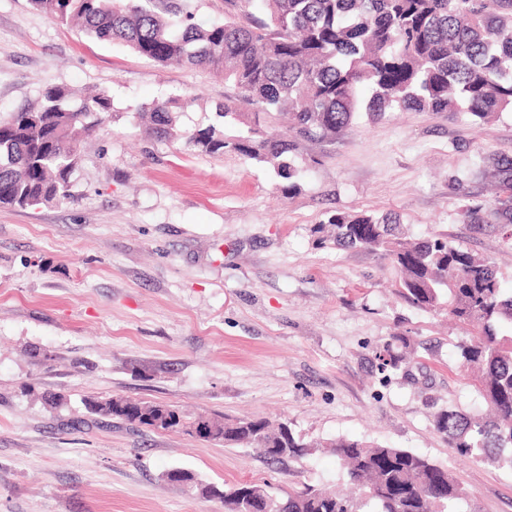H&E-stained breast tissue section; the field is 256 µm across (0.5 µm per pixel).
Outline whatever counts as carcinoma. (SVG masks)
<instances>
[{
	"label": "carcinoma",
	"instance_id": "1",
	"mask_svg": "<svg viewBox=\"0 0 512 512\" xmlns=\"http://www.w3.org/2000/svg\"><path fill=\"white\" fill-rule=\"evenodd\" d=\"M52 20L77 23L90 37L120 42L159 65L221 72L254 106L249 135L233 143L243 157L273 168L296 187L288 134L265 130L273 115L288 112L297 136L334 137L364 112H466L487 119L512 112V0H260L266 18L251 19L254 0H231L245 20L205 26L192 15L162 17L152 0H32ZM177 97L149 107L150 129L161 139L184 137L208 154L224 153V128L214 124L181 135ZM112 98L105 92L74 99L49 84L39 104L0 117V205L32 207L71 197L79 146L106 123ZM508 199L488 214L512 224V159L497 160ZM315 232L320 242L362 249L391 260L401 296L426 310L475 328L457 345L462 370L471 375L487 412L448 407L433 416L435 430L464 458L512 470V294L501 288L496 265L442 238L402 239L396 214L338 211ZM411 342L404 336L377 353L381 370L400 367ZM92 413L167 430L181 425L175 409L113 398L88 403ZM199 437L226 447L260 448L278 462L303 458L322 447L306 443L286 424L260 417L193 422ZM355 492L307 487L282 499L267 483L224 488V512H450L463 496L445 466L406 448L340 439L329 444Z\"/></svg>",
	"mask_w": 512,
	"mask_h": 512
}]
</instances>
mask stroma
<instances>
[{
    "mask_svg": "<svg viewBox=\"0 0 512 512\" xmlns=\"http://www.w3.org/2000/svg\"><path fill=\"white\" fill-rule=\"evenodd\" d=\"M198 23L239 16L232 0L173 3ZM55 84L112 97L106 125L83 140L72 197L0 207V512H224L221 500L170 481L173 468L217 487L272 484L348 490L317 449L273 463L255 448L199 438L193 421L260 416L305 440L344 437L407 448L450 469L467 493L454 512H512V470L456 455L433 416L483 410L461 373L466 324L398 292L389 260L319 243L337 211L394 212L408 238H447L489 258L512 290V235L463 211L503 192L492 174L512 158V112L359 117L336 138H294L297 188L232 148L158 139L140 107L188 103L178 126L215 123L241 97L206 69L161 66L88 38L32 0H0V115L40 102ZM415 348L379 372L393 337ZM112 397L176 409L181 427L151 430L88 412Z\"/></svg>",
    "mask_w": 512,
    "mask_h": 512,
    "instance_id": "35a3bbf8",
    "label": "stroma"
}]
</instances>
